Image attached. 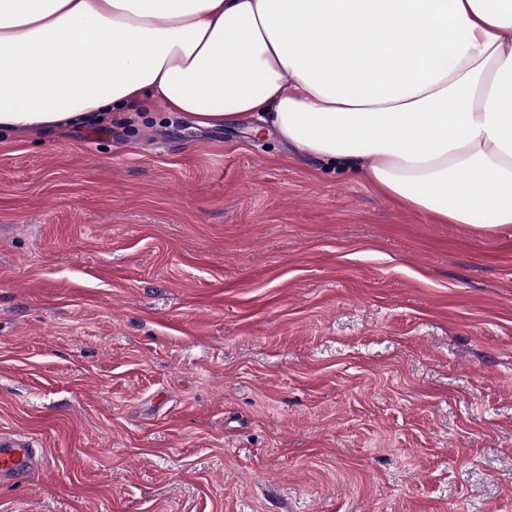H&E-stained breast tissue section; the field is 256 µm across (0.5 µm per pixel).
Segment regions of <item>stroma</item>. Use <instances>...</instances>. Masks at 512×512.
<instances>
[{
	"instance_id": "35a3bbf8",
	"label": "stroma",
	"mask_w": 512,
	"mask_h": 512,
	"mask_svg": "<svg viewBox=\"0 0 512 512\" xmlns=\"http://www.w3.org/2000/svg\"><path fill=\"white\" fill-rule=\"evenodd\" d=\"M255 126L0 135V512H512V224ZM38 468V448L17 434L0 433V482L25 478Z\"/></svg>"
}]
</instances>
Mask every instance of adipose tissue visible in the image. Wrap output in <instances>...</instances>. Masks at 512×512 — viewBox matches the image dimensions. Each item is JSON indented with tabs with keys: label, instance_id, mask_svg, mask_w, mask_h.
<instances>
[{
	"label": "adipose tissue",
	"instance_id": "ef3b65f1",
	"mask_svg": "<svg viewBox=\"0 0 512 512\" xmlns=\"http://www.w3.org/2000/svg\"><path fill=\"white\" fill-rule=\"evenodd\" d=\"M243 117L437 224H512V0H0V132Z\"/></svg>",
	"mask_w": 512,
	"mask_h": 512
}]
</instances>
